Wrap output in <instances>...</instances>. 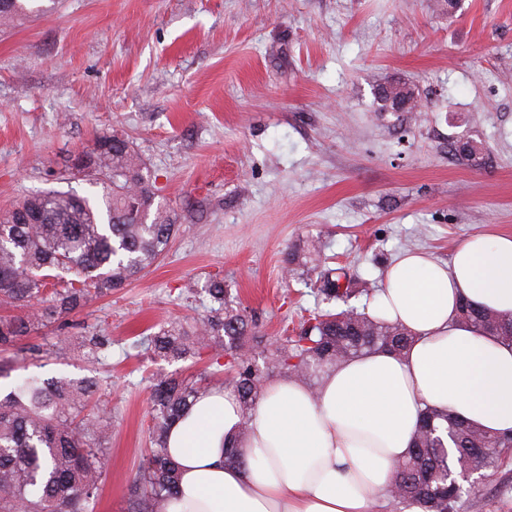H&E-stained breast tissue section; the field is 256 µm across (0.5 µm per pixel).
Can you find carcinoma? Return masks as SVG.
<instances>
[{"label":"carcinoma","mask_w":512,"mask_h":512,"mask_svg":"<svg viewBox=\"0 0 512 512\" xmlns=\"http://www.w3.org/2000/svg\"><path fill=\"white\" fill-rule=\"evenodd\" d=\"M35 2L0 0V24L42 11ZM375 100L380 112L402 114L416 107L414 91L400 82L377 86ZM451 150L461 161L482 158V148L472 140L459 139ZM74 166L81 177L102 186L101 198L51 190L0 210V307L7 310L0 314L1 353L19 349L25 338L79 313L93 299L125 288L164 257L180 230L178 214L156 200L151 170L127 139L97 137L70 156L69 167ZM312 261L298 249L284 257L290 272ZM203 289L210 305L201 318L162 326L134 348L161 359L191 357L202 348L218 359L229 356L223 384L236 394L243 418L237 447L225 449L229 465L244 462L239 445L274 376L305 383L342 360L375 350L401 354L411 343L400 325L349 306L310 313L258 360L242 353L257 336V325L246 309L231 303L224 277L208 276ZM316 291L326 303L346 304L353 288L343 268L324 267ZM458 318L512 345L511 316L464 302ZM109 346V337L99 330L84 337L76 353L94 362ZM210 389L203 378H153L150 448L129 485L127 512H161L179 480L167 453L169 432ZM101 392L96 379L30 377L0 397V512H93L112 440V419L98 407ZM505 448H512V431L489 433L446 409L425 408L411 453L395 465L397 503L416 501L426 512H457L464 493L448 470L493 469Z\"/></svg>","instance_id":"obj_1"}]
</instances>
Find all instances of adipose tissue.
<instances>
[{
  "mask_svg": "<svg viewBox=\"0 0 512 512\" xmlns=\"http://www.w3.org/2000/svg\"><path fill=\"white\" fill-rule=\"evenodd\" d=\"M463 299L512 315V233L469 237L446 261L407 251L389 265L368 312L412 334L405 354L340 362L314 393L272 378L247 419L228 388L211 389L170 431L180 480L163 512H372L389 504L425 407L512 430V347L463 325ZM243 422L245 462L225 464Z\"/></svg>",
  "mask_w": 512,
  "mask_h": 512,
  "instance_id": "ef3b65f1",
  "label": "adipose tissue"
}]
</instances>
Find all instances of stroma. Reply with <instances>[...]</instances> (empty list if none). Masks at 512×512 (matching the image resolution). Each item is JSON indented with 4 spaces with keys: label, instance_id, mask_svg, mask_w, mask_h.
<instances>
[{
    "label": "stroma",
    "instance_id": "stroma-1",
    "mask_svg": "<svg viewBox=\"0 0 512 512\" xmlns=\"http://www.w3.org/2000/svg\"><path fill=\"white\" fill-rule=\"evenodd\" d=\"M0 26V209L62 180L69 154L97 136L132 142L158 194L181 217L166 256L117 293L92 300L39 343L95 330L107 361L14 359L0 394L29 376L94 377L112 418L95 512H126L148 446L153 374L212 372L211 353L127 356L135 336L203 314L221 273L260 324L257 350L318 308L317 274L285 277L298 244L345 266L367 307L400 253L446 260L468 237L512 232V0H45ZM401 81L421 110L376 109ZM458 139L484 162L456 160ZM459 512H512V452L464 495Z\"/></svg>",
    "mask_w": 512,
    "mask_h": 512
}]
</instances>
